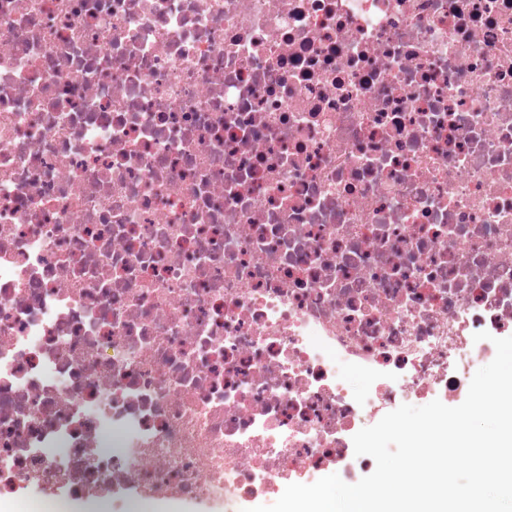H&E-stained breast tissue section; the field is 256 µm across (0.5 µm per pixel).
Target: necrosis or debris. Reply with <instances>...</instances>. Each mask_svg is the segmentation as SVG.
I'll use <instances>...</instances> for the list:
<instances>
[{"mask_svg":"<svg viewBox=\"0 0 512 512\" xmlns=\"http://www.w3.org/2000/svg\"><path fill=\"white\" fill-rule=\"evenodd\" d=\"M508 336L512 0H0V512L356 483Z\"/></svg>","mask_w":512,"mask_h":512,"instance_id":"obj_1","label":"necrosis or debris"}]
</instances>
